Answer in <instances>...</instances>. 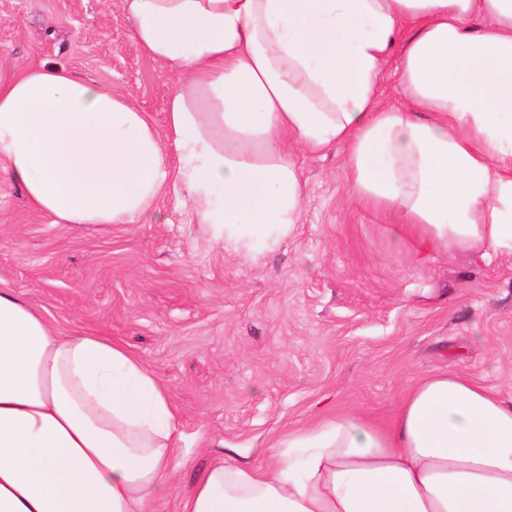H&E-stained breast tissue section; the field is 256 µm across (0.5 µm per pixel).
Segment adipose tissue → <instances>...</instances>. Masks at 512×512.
I'll list each match as a JSON object with an SVG mask.
<instances>
[{
	"label": "adipose tissue",
	"mask_w": 512,
	"mask_h": 512,
	"mask_svg": "<svg viewBox=\"0 0 512 512\" xmlns=\"http://www.w3.org/2000/svg\"><path fill=\"white\" fill-rule=\"evenodd\" d=\"M175 79L166 137L64 68L0 81V177L67 224H137L177 172L224 247L298 224L296 151L347 148L350 195L437 251L512 252V0H121ZM397 58L404 103L377 79ZM171 140L181 165L172 169ZM159 377L122 344L60 335L0 290V512H147L186 462ZM177 512H512V394L441 371L388 425L288 431L258 466L217 459Z\"/></svg>",
	"instance_id": "adipose-tissue-1"
}]
</instances>
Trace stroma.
<instances>
[{"mask_svg": "<svg viewBox=\"0 0 512 512\" xmlns=\"http://www.w3.org/2000/svg\"><path fill=\"white\" fill-rule=\"evenodd\" d=\"M131 34L121 0H0V78L63 67L165 133L173 79ZM297 161L301 221L254 258L197 222L175 178L139 224H64L0 178V289L59 333L121 342L169 391L188 461L150 512H176L216 457L262 463L288 430L342 414L386 425L422 376L512 386V253H426L350 197L343 148Z\"/></svg>", "mask_w": 512, "mask_h": 512, "instance_id": "1", "label": "stroma"}]
</instances>
